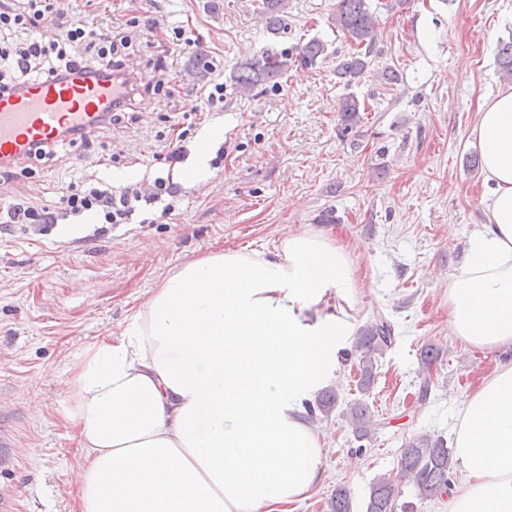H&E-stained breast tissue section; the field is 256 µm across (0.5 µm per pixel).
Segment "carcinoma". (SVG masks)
Returning a JSON list of instances; mask_svg holds the SVG:
<instances>
[{"instance_id": "1", "label": "carcinoma", "mask_w": 512, "mask_h": 512, "mask_svg": "<svg viewBox=\"0 0 512 512\" xmlns=\"http://www.w3.org/2000/svg\"><path fill=\"white\" fill-rule=\"evenodd\" d=\"M372 0H337L334 23L357 50L336 60L338 82L349 86L359 78L371 63L374 53L375 11ZM300 63L313 67L326 59L325 45L318 40L304 44L297 55ZM291 57L287 52L266 50L241 64L235 76L244 88L271 82L288 70ZM498 61L504 77H512V41L499 46ZM341 134L358 135L361 123V103L353 94L345 95L339 103ZM393 326L383 316L360 327L355 336V348L359 352V378L357 385L362 393L372 389L378 369V360L392 345ZM338 405V393L333 389L318 395L310 414H329ZM343 415L348 419L356 440L371 437L381 425L374 411L365 401L346 405ZM455 461L452 449L441 436L428 434L411 438L400 452L397 477L409 481L421 500H431L446 494L454 473ZM398 490L391 475H382L369 488L364 512H395ZM349 492L339 487L329 502V512H351Z\"/></svg>"}]
</instances>
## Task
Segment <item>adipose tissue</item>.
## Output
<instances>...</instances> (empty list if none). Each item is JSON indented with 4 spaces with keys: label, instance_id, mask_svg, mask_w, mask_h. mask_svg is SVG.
Wrapping results in <instances>:
<instances>
[{
    "label": "adipose tissue",
    "instance_id": "ef3b65f1",
    "mask_svg": "<svg viewBox=\"0 0 512 512\" xmlns=\"http://www.w3.org/2000/svg\"><path fill=\"white\" fill-rule=\"evenodd\" d=\"M489 222L448 285L465 346L512 345V86L481 107ZM355 269L319 232L272 255L227 249L174 269L67 380L84 462L78 512H292L324 479L306 407L354 333ZM447 512H512V364L462 402Z\"/></svg>",
    "mask_w": 512,
    "mask_h": 512
}]
</instances>
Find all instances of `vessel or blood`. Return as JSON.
Wrapping results in <instances>:
<instances>
[{"label": "vessel or blood", "instance_id": "1", "mask_svg": "<svg viewBox=\"0 0 512 512\" xmlns=\"http://www.w3.org/2000/svg\"><path fill=\"white\" fill-rule=\"evenodd\" d=\"M126 92V83L115 77L76 76L1 93L0 167L31 159L36 145L55 141L61 131L92 134Z\"/></svg>", "mask_w": 512, "mask_h": 512}]
</instances>
